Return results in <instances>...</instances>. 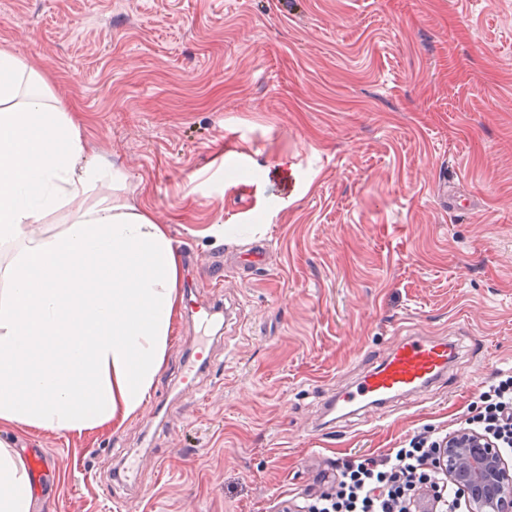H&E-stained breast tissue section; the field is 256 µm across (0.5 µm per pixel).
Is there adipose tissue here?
Segmentation results:
<instances>
[{"label": "adipose tissue", "instance_id": "1", "mask_svg": "<svg viewBox=\"0 0 512 512\" xmlns=\"http://www.w3.org/2000/svg\"><path fill=\"white\" fill-rule=\"evenodd\" d=\"M86 153L45 77L0 49V426L79 431L148 398L180 311L168 227ZM0 448V512H31Z\"/></svg>", "mask_w": 512, "mask_h": 512}]
</instances>
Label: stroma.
I'll return each instance as SVG.
<instances>
[{
    "mask_svg": "<svg viewBox=\"0 0 512 512\" xmlns=\"http://www.w3.org/2000/svg\"><path fill=\"white\" fill-rule=\"evenodd\" d=\"M5 48L192 253L180 293L211 296L213 252L268 247L224 283L242 319L211 332L203 403L177 384L182 314L122 425L0 427L56 456L32 512L305 507L335 464L448 434L512 373V0H0ZM419 331L457 344L444 381L323 426L327 392Z\"/></svg>",
    "mask_w": 512,
    "mask_h": 512,
    "instance_id": "35a3bbf8",
    "label": "stroma"
}]
</instances>
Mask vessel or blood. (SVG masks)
Instances as JSON below:
<instances>
[{"label": "vessel or blood", "instance_id": "vessel-or-blood-1", "mask_svg": "<svg viewBox=\"0 0 512 512\" xmlns=\"http://www.w3.org/2000/svg\"><path fill=\"white\" fill-rule=\"evenodd\" d=\"M267 262L264 245L256 244L232 257L230 262L215 260L208 265L210 288L221 291L227 270L256 273ZM454 355L450 343L426 336H407L396 341L379 365L366 371L349 388L329 394L323 406L326 415L340 421L389 402L421 396L444 375ZM211 366L210 350L199 345L192 352L191 360L182 381L187 393L196 390L195 380ZM28 471L34 481H42L56 466L54 456L44 449L34 448L25 455Z\"/></svg>", "mask_w": 512, "mask_h": 512}]
</instances>
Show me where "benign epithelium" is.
Returning <instances> with one entry per match:
<instances>
[{
  "label": "benign epithelium",
  "mask_w": 512,
  "mask_h": 512,
  "mask_svg": "<svg viewBox=\"0 0 512 512\" xmlns=\"http://www.w3.org/2000/svg\"><path fill=\"white\" fill-rule=\"evenodd\" d=\"M436 448L439 469L457 490L448 512H512V466L493 440L461 426Z\"/></svg>",
  "instance_id": "benign-epithelium-1"
}]
</instances>
